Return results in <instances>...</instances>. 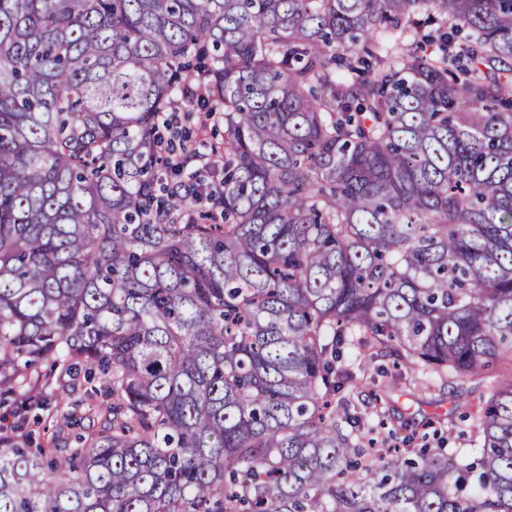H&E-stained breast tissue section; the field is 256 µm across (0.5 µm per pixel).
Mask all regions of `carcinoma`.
<instances>
[{
	"mask_svg": "<svg viewBox=\"0 0 512 512\" xmlns=\"http://www.w3.org/2000/svg\"><path fill=\"white\" fill-rule=\"evenodd\" d=\"M200 85L211 223L155 173ZM352 336L479 446L385 459ZM75 360L88 427L23 432ZM0 391V512H512V0H0ZM401 349L393 342L382 349L380 357L373 361L367 372V380L351 392V399L357 410L361 412L371 425L377 422L376 407L373 394L377 392V383L382 378L377 375V369H384L390 374L396 373L397 388L391 392L389 404V428L401 442L411 437L415 429L422 427L437 414L447 415L455 403L474 399L477 404L479 392L470 394L473 384L461 383L447 375L428 378L418 374L406 365L398 355ZM397 368V369H395ZM375 378L376 382H371ZM407 428H404L405 424Z\"/></svg>",
	"mask_w": 512,
	"mask_h": 512,
	"instance_id": "carcinoma-1",
	"label": "carcinoma"
}]
</instances>
